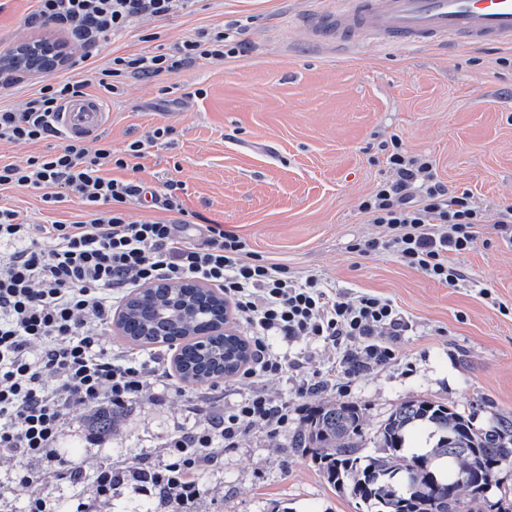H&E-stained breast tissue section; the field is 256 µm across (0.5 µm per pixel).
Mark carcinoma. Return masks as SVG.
Here are the masks:
<instances>
[{"mask_svg": "<svg viewBox=\"0 0 512 512\" xmlns=\"http://www.w3.org/2000/svg\"><path fill=\"white\" fill-rule=\"evenodd\" d=\"M162 336L142 335L127 321V339L153 345L159 338L182 337L191 326L163 323ZM187 370L207 382L224 368L236 375L237 353L230 346L215 360L204 361L190 346L181 352ZM376 454L365 451V408L357 402H325L303 416L292 447L311 456L326 482L340 493L361 501L367 512H512V490L499 481L500 470L512 464V417H494L483 428L454 408L431 401L403 402L375 431ZM462 470H479L483 478L449 491ZM498 490L495 502L487 487Z\"/></svg>", "mask_w": 512, "mask_h": 512, "instance_id": "1", "label": "carcinoma"}]
</instances>
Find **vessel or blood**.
<instances>
[{"mask_svg":"<svg viewBox=\"0 0 512 512\" xmlns=\"http://www.w3.org/2000/svg\"><path fill=\"white\" fill-rule=\"evenodd\" d=\"M309 41L336 47L376 41L393 47L512 46V0H316L296 20ZM106 122L99 100L64 103V135L93 139Z\"/></svg>","mask_w":512,"mask_h":512,"instance_id":"1","label":"vessel or blood"}]
</instances>
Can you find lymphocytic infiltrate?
Here are the masks:
<instances>
[{"mask_svg":"<svg viewBox=\"0 0 512 512\" xmlns=\"http://www.w3.org/2000/svg\"><path fill=\"white\" fill-rule=\"evenodd\" d=\"M197 0H36L24 20L30 29L51 27L70 37L76 50L73 76L33 89L16 105H0V142L55 146L22 163L0 162V190L40 191L47 207L77 198L80 219L35 223L0 205V464L15 467L11 488L28 495L27 512H56L36 486L50 473L71 484H89L92 501L76 499L71 512H97L112 488L132 476L148 484L161 512H201L200 479L224 451L259 425L274 433L288 423V405L256 388L255 381L282 373L285 360L270 346L274 336L321 337L333 347L358 345L354 367L328 369L301 379L299 390L339 389L368 365L395 360L388 339L410 326L408 316L386 297L336 295L314 276L301 277L287 265L261 258L223 225H196L182 199V181L169 179L148 189L126 177L131 160L143 157L173 134L155 128L122 151L106 142L64 136L55 114L67 100L94 87L104 98L123 95L129 81L148 80L190 68L200 61L236 58L250 50L238 23L199 29L155 52L117 55L100 64L102 41L145 21L191 11ZM389 178L358 204L384 234L356 244L370 256L383 250L428 278L449 286L463 280L450 254L472 249L484 218L468 193L438 180L433 159L408 154L392 139ZM115 177H107V170ZM151 198L158 214L134 220L128 209ZM199 226V235L188 234ZM192 279L219 288L233 307L252 350L239 378L252 390L229 413L178 429L160 459L105 464L90 457L72 460L59 449L66 425L103 408L132 401H158L156 379L136 356L117 360L104 331L112 309L137 288Z\"/></svg>","mask_w":512,"mask_h":512,"instance_id":"obj_1","label":"lymphocytic infiltrate"}]
</instances>
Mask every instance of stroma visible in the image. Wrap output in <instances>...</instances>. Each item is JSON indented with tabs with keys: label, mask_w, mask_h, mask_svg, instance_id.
I'll return each mask as SVG.
<instances>
[{
	"label": "stroma",
	"mask_w": 512,
	"mask_h": 512,
	"mask_svg": "<svg viewBox=\"0 0 512 512\" xmlns=\"http://www.w3.org/2000/svg\"><path fill=\"white\" fill-rule=\"evenodd\" d=\"M310 0H199L195 12L156 22L159 41L173 43L204 27L240 22L245 56L196 65L159 79L134 81L106 106L101 132L123 149L155 127H175V142L137 159L136 178L155 185L182 181L186 206L291 270L316 275L336 294L391 299L411 318L394 338L399 360L374 367L345 387L300 393L297 375L316 376L335 360L323 340L272 337L297 364L266 388L288 403L287 428H258L223 464L202 474L211 512H363L340 493L311 457L291 446L300 411L320 402L355 401L376 427L409 399L455 408L484 426L512 415V241L494 223L512 204V47L370 45L354 53L317 50L291 22ZM35 0H0V55L31 38L22 19ZM171 87V95L161 87ZM407 152L427 154L438 178L469 193L485 222L473 250L454 256L465 278L440 284L404 266L394 252L364 257L353 244L381 236L359 212L360 199L387 176L391 137ZM0 203L32 219L72 221L77 203L45 209L38 192H0ZM490 289L493 300L483 298ZM165 401L129 403L111 437L92 445L66 431L61 444L79 458L104 463L158 453L200 414L230 410L249 391L229 377L160 385Z\"/></svg>",
	"instance_id": "1"
}]
</instances>
